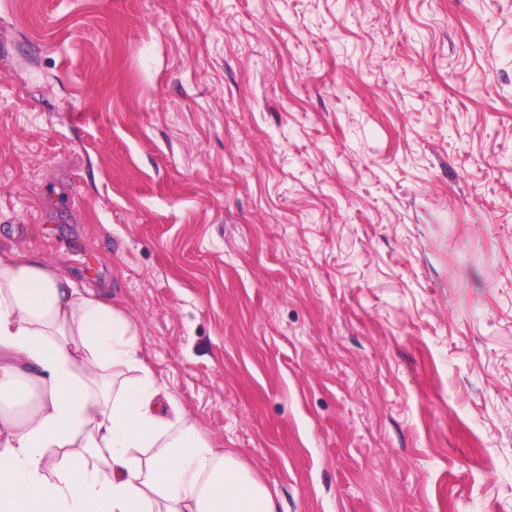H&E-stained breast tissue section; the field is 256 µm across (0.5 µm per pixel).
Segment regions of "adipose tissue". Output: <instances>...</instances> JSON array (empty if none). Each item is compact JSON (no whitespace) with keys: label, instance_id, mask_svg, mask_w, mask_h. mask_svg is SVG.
I'll return each mask as SVG.
<instances>
[{"label":"adipose tissue","instance_id":"adipose-tissue-1","mask_svg":"<svg viewBox=\"0 0 512 512\" xmlns=\"http://www.w3.org/2000/svg\"><path fill=\"white\" fill-rule=\"evenodd\" d=\"M135 324L40 259L0 254V512H278L141 357ZM56 459L53 474L44 463Z\"/></svg>","mask_w":512,"mask_h":512}]
</instances>
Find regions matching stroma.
<instances>
[{
  "label": "stroma",
  "mask_w": 512,
  "mask_h": 512,
  "mask_svg": "<svg viewBox=\"0 0 512 512\" xmlns=\"http://www.w3.org/2000/svg\"><path fill=\"white\" fill-rule=\"evenodd\" d=\"M12 250L279 512H512V0H0Z\"/></svg>",
  "instance_id": "1"
}]
</instances>
